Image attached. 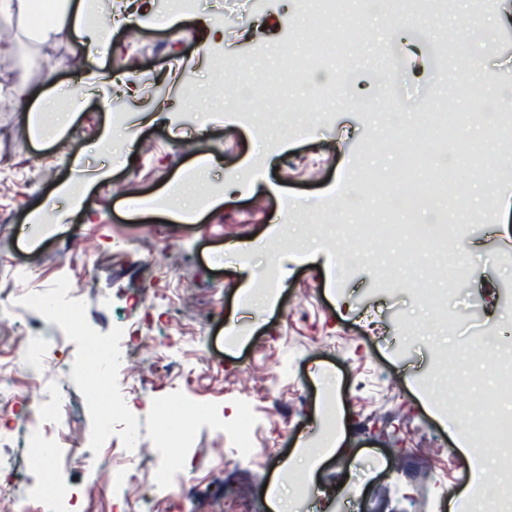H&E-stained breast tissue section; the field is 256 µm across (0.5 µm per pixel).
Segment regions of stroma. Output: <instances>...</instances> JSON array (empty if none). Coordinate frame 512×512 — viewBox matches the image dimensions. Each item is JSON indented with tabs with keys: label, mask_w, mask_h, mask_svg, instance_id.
<instances>
[{
	"label": "stroma",
	"mask_w": 512,
	"mask_h": 512,
	"mask_svg": "<svg viewBox=\"0 0 512 512\" xmlns=\"http://www.w3.org/2000/svg\"><path fill=\"white\" fill-rule=\"evenodd\" d=\"M155 18L113 28L110 40L72 37L33 46L10 25L13 52L0 55V88L27 81L31 97L75 111L58 137H34L14 101L0 99V291H68L58 308H79L77 324L59 326L64 342L44 367L74 408L75 449L87 466L42 480L90 487L89 512H121L111 485H91L89 467L122 447L134 419L141 473L164 464L190 474L196 512H273L287 494L299 512H456L472 488V457L494 467L490 448L463 450L444 404L449 390L483 399L494 386L489 357L472 337L500 333L512 344V209L484 196L473 215L451 211L466 278L448 275L446 259L401 257L409 230L425 232L437 210L422 203L389 209L400 154L388 149L395 126L417 128L448 114V86L479 72L498 91L512 86V26L492 27L486 0H390L382 11L350 12L332 22L342 93L324 89L307 111L297 102L315 79L308 26L312 0H153ZM181 16L177 27L164 19ZM223 27L220 42L203 25ZM387 75L378 82L372 77ZM111 141H104L105 130ZM135 144H128V137ZM264 137L272 158L251 153ZM208 202L196 221L172 212L182 177L198 157ZM106 169L107 178L95 179ZM365 204L395 231L383 252L337 273V248L317 230L349 173ZM256 181L225 197L233 183ZM77 182L81 210L69 211L57 186ZM58 220L34 236L29 215ZM327 268L303 261L307 247ZM274 268L278 285L254 283L248 298L241 266ZM273 292L276 302L262 297ZM432 293L446 306L423 305ZM55 325L40 308L0 312V361H13L14 400L0 415V486L25 491V401L44 392L25 374L20 338ZM148 332L159 344L128 362L129 381L99 394L90 375L94 343ZM171 366L172 375L161 374ZM344 427L345 443L313 478L302 471L307 446L321 447ZM261 456L229 465L241 436Z\"/></svg>",
	"instance_id": "obj_1"
}]
</instances>
